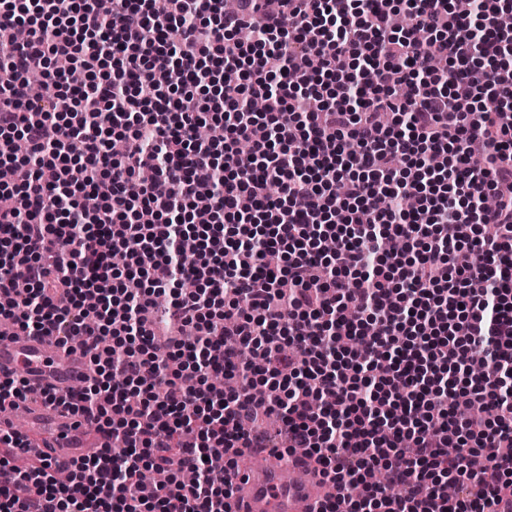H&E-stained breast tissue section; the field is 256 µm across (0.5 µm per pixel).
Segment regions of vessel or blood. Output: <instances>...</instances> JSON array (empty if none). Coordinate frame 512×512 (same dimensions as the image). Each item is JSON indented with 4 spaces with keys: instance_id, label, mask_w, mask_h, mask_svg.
Segmentation results:
<instances>
[{
    "instance_id": "b4317fda",
    "label": "vessel or blood",
    "mask_w": 512,
    "mask_h": 512,
    "mask_svg": "<svg viewBox=\"0 0 512 512\" xmlns=\"http://www.w3.org/2000/svg\"><path fill=\"white\" fill-rule=\"evenodd\" d=\"M0 374L24 378L32 389L52 388L63 395L86 385L92 371L87 356L68 350L54 341L17 330L0 337ZM27 423L21 430L23 441H38L40 451L51 467L79 460L89 442L106 444L104 433L89 436L84 420L41 401L23 404ZM290 461L240 469L234 478L238 512H314L332 492L331 485L317 471L299 481L287 479V472L300 469Z\"/></svg>"
}]
</instances>
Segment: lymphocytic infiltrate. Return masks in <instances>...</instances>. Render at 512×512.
Wrapping results in <instances>:
<instances>
[{"label": "lymphocytic infiltrate", "instance_id": "1", "mask_svg": "<svg viewBox=\"0 0 512 512\" xmlns=\"http://www.w3.org/2000/svg\"><path fill=\"white\" fill-rule=\"evenodd\" d=\"M506 12L0 0V319L82 336L94 377L46 400L112 440L64 484L12 466L20 436L0 433V512H234L237 458L273 447L272 412L285 455L336 487L318 512L512 502ZM60 57L75 76L51 73ZM208 121L222 141L195 139ZM149 469L168 479L146 497Z\"/></svg>", "mask_w": 512, "mask_h": 512}]
</instances>
